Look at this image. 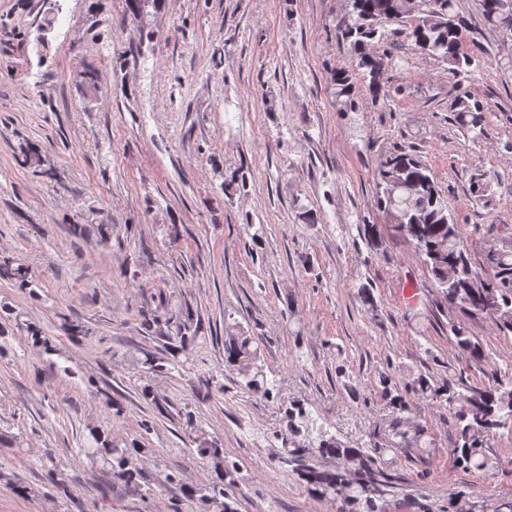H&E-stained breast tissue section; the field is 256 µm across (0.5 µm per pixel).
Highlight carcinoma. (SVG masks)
Returning <instances> with one entry per match:
<instances>
[{"label": "carcinoma", "instance_id": "carcinoma-1", "mask_svg": "<svg viewBox=\"0 0 512 512\" xmlns=\"http://www.w3.org/2000/svg\"><path fill=\"white\" fill-rule=\"evenodd\" d=\"M349 8L337 24L342 42L351 46L355 66L338 70L331 81L336 87V103L341 112H356L357 81L364 83L367 100L375 105L387 82L392 62L387 25L402 32L415 50L448 64V70L466 81L472 78L473 54L463 44L465 19L456 9V0H348ZM488 24L512 29V0H479ZM451 109L457 122L474 138L484 134L485 109L463 84H458ZM377 205L389 218L388 229L409 240L414 254L438 285L444 302L465 316L492 318L498 334L512 335V236L485 242L481 267H476L464 244L463 228L444 203L431 169L414 151L395 146L384 154L374 171ZM359 237L369 247L379 246L382 230L376 224L357 225ZM448 334L454 337L459 353L470 361L486 359L479 342L461 320L448 319ZM254 338L230 330L224 336V358L247 379L246 387L270 393L267 382L258 380L257 349ZM380 396L392 409L388 424V449L425 448L431 443L427 423L409 412L410 395L425 394L448 407L457 439L452 449L457 465L465 471L485 472L492 467L486 448L501 430L512 427V365L493 385L451 382L433 385L420 374L399 387L391 379L379 380ZM289 427L304 434L308 443L292 448L288 463L308 493L315 499L331 498L336 512H383L388 499L399 500L411 512H428L423 499L405 493L402 481L381 462L378 448L350 447L320 428L314 429L310 413L302 406L290 414ZM196 451L212 460L217 480L206 487L185 486V493L213 504L218 512H237L234 502L223 500L224 478L232 475L224 464V449L207 441ZM86 456L110 461L112 478L136 485L140 472L129 448L107 442L95 432L83 448ZM330 461L326 466L323 461Z\"/></svg>", "mask_w": 512, "mask_h": 512}]
</instances>
